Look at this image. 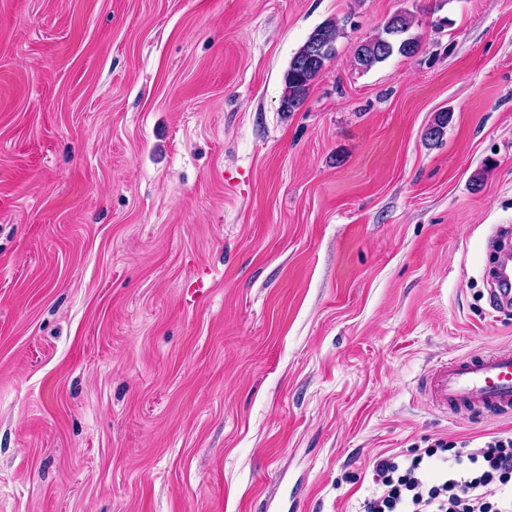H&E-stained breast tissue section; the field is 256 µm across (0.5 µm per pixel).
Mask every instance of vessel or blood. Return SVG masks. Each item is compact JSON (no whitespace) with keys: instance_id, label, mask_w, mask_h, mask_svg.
<instances>
[{"instance_id":"vessel-or-blood-1","label":"vessel or blood","mask_w":512,"mask_h":512,"mask_svg":"<svg viewBox=\"0 0 512 512\" xmlns=\"http://www.w3.org/2000/svg\"><path fill=\"white\" fill-rule=\"evenodd\" d=\"M422 391L434 410L455 418L512 415V346L448 358L427 372Z\"/></svg>"}]
</instances>
